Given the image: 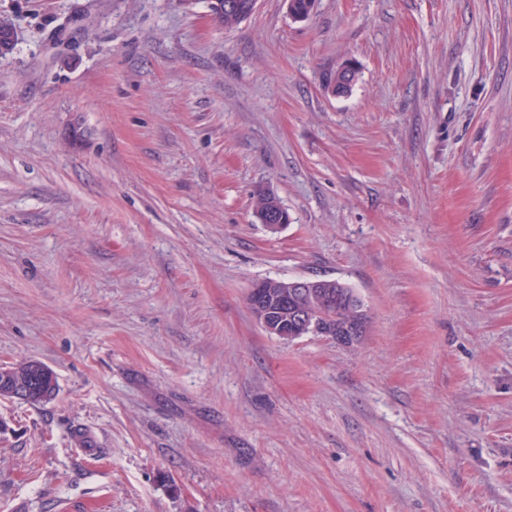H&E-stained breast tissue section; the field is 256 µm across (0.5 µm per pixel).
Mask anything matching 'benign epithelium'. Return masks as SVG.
I'll return each instance as SVG.
<instances>
[{"instance_id":"benign-epithelium-1","label":"benign epithelium","mask_w":512,"mask_h":512,"mask_svg":"<svg viewBox=\"0 0 512 512\" xmlns=\"http://www.w3.org/2000/svg\"><path fill=\"white\" fill-rule=\"evenodd\" d=\"M329 285L328 281L304 278L262 280L253 287V291L268 289L271 302L266 306L258 305L253 316L267 335L283 341H294L303 332L325 337L346 348L354 347L366 336V328L346 326L334 335L328 330L326 315H315L308 310L307 302L316 294V289Z\"/></svg>"}]
</instances>
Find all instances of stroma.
Listing matches in <instances>:
<instances>
[{
	"label": "stroma",
	"instance_id": "stroma-1",
	"mask_svg": "<svg viewBox=\"0 0 512 512\" xmlns=\"http://www.w3.org/2000/svg\"><path fill=\"white\" fill-rule=\"evenodd\" d=\"M0 17V364L59 385L0 398V512H512V0ZM265 278L367 336L267 335ZM222 0H213V5L216 7L219 11H223L224 14H217V22L224 27V29H231L240 24L242 21L247 19L250 11V3L251 0H235V2H232L233 0H223L224 3H221ZM224 7L227 9H224ZM235 8V9H233ZM233 9V10H232ZM231 10V11H228ZM280 210L282 206L274 195L260 193L256 199V211L262 210L263 208H272ZM259 218L263 224L270 229H277L282 224H287L288 216L282 212L274 213L272 210H262L258 212ZM331 281L311 280L304 278H296L290 280H280L269 278L258 282L253 291L257 293L258 288H284L283 290L268 291V294L257 297L253 293H249L247 304L250 310L254 309L255 304L264 303L268 295L271 297L270 305H258L252 314L256 322L263 328L265 333L283 341H294L303 336H299L300 332L313 336H322L335 342L337 345L351 348L358 345L364 336H366V325L369 326V314L363 302V314L360 313L361 300L359 294L350 286L336 280L333 289L340 293L347 294L348 303L343 306H337L334 315L336 317V328L346 326L333 336L328 330L329 318L324 314L311 313L313 310H319V305L310 303L309 309L306 303L319 293L324 295L323 291H315L313 288H331ZM359 303V305H358ZM304 326V327H302ZM32 362L33 361L25 363H12V366H10L8 370H5L4 367L1 369L4 372H10L15 375H19L21 378H26L28 376L26 368H28L30 371V378L28 379V383L32 390V403L35 406H40L49 402L55 396L57 390V378L54 372L47 366L46 367L51 371L50 374L35 375L31 370Z\"/></svg>",
	"mask_w": 512,
	"mask_h": 512
}]
</instances>
